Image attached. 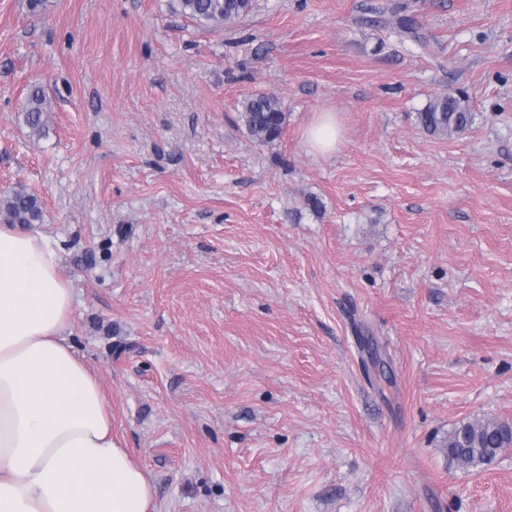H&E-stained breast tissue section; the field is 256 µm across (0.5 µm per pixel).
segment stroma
<instances>
[{"instance_id":"1","label":"stroma","mask_w":512,"mask_h":512,"mask_svg":"<svg viewBox=\"0 0 512 512\" xmlns=\"http://www.w3.org/2000/svg\"><path fill=\"white\" fill-rule=\"evenodd\" d=\"M24 2L0 0V194L42 203L157 512H512V448H446L512 422V0H255L219 28ZM260 93L288 114L265 145L238 124ZM457 93L472 125L424 132ZM49 102L43 91L33 86L30 88L24 107L25 122L33 135H40L45 127L44 113L47 112ZM416 119L428 134L449 136L465 131L472 124L474 116L467 96L442 94L435 96L417 112ZM336 122L332 112H322L317 122L309 129L308 143L313 150L328 154L336 149ZM511 447L512 425L495 419L464 422L448 434V458L464 469L489 464Z\"/></svg>"}]
</instances>
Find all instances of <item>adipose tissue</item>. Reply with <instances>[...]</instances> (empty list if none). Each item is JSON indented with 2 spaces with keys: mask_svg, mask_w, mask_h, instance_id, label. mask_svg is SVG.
Wrapping results in <instances>:
<instances>
[{
  "mask_svg": "<svg viewBox=\"0 0 512 512\" xmlns=\"http://www.w3.org/2000/svg\"><path fill=\"white\" fill-rule=\"evenodd\" d=\"M72 290L47 236L0 225V512H155L70 341Z\"/></svg>",
  "mask_w": 512,
  "mask_h": 512,
  "instance_id": "1",
  "label": "adipose tissue"
}]
</instances>
